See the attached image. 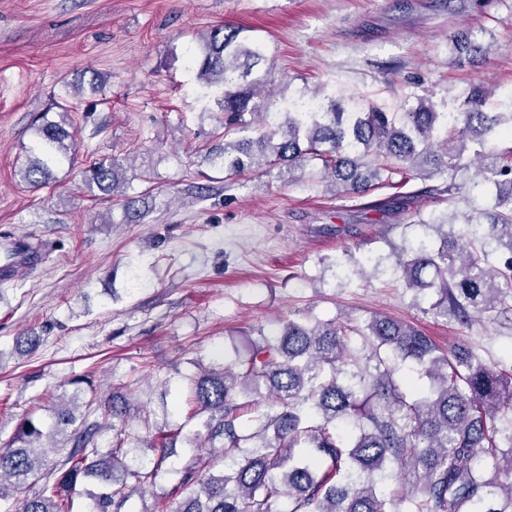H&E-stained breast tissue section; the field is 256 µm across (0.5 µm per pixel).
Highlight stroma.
I'll use <instances>...</instances> for the list:
<instances>
[{
	"instance_id": "stroma-1",
	"label": "stroma",
	"mask_w": 512,
	"mask_h": 512,
	"mask_svg": "<svg viewBox=\"0 0 512 512\" xmlns=\"http://www.w3.org/2000/svg\"><path fill=\"white\" fill-rule=\"evenodd\" d=\"M225 23L266 44L276 110L301 93L392 108L415 94L445 112L474 79L498 95L512 89V0H0V233L50 246L0 288V446L23 417L46 418L52 399L103 402L117 386L154 427L179 424L186 375L289 318L361 325L385 315L442 347L467 344L489 367L512 366L511 322L436 316L433 295L406 290L393 269V246L417 234L438 241L427 219L467 217V204L419 195L416 179L338 195L320 174L274 170L225 187L205 157L224 115L187 66L200 35ZM464 28L489 47L475 67L448 46ZM86 71L104 78L105 101L75 113L77 157L55 166L50 186L25 188L15 172L36 144V119L61 82ZM107 156L128 161V195L148 189L169 207L106 223L109 205L88 196L83 170ZM193 183L212 196L186 200ZM401 191L412 195L405 212L377 210ZM26 330L39 345L15 350ZM188 458L177 439L129 512L173 488Z\"/></svg>"
}]
</instances>
